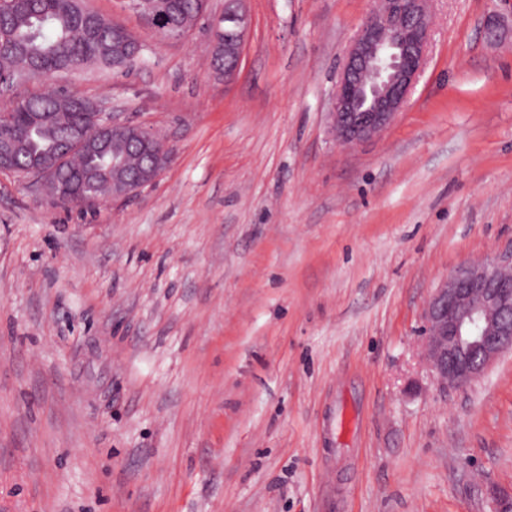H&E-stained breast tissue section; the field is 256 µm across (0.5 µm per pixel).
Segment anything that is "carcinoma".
Here are the masks:
<instances>
[{
  "label": "carcinoma",
  "mask_w": 512,
  "mask_h": 512,
  "mask_svg": "<svg viewBox=\"0 0 512 512\" xmlns=\"http://www.w3.org/2000/svg\"><path fill=\"white\" fill-rule=\"evenodd\" d=\"M202 9V0H157L154 11L157 34L191 28ZM125 27L82 5L81 0H0V78L20 69L31 79L68 74L88 64L107 68L125 63L114 35ZM4 135L14 143L22 163L44 158L59 161L57 180L47 181L51 193L72 179L75 170L94 173L91 194L110 195L111 184L149 163L142 142L135 136L118 139L107 135L95 154H61L69 131L85 123L84 113L69 103L63 88L24 97L7 108Z\"/></svg>",
  "instance_id": "cac0c4a2"
}]
</instances>
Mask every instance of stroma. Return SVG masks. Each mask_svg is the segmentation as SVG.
Returning a JSON list of instances; mask_svg holds the SVG:
<instances>
[{"label": "stroma", "instance_id": "1", "mask_svg": "<svg viewBox=\"0 0 512 512\" xmlns=\"http://www.w3.org/2000/svg\"><path fill=\"white\" fill-rule=\"evenodd\" d=\"M18 86H61L172 144L133 197L62 208L0 173V512H487L512 487V351L443 391L423 310L512 242V0H434L385 134L327 114L374 0H249L231 81L205 17Z\"/></svg>", "mask_w": 512, "mask_h": 512}]
</instances>
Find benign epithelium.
<instances>
[{
	"label": "benign epithelium",
	"mask_w": 512,
	"mask_h": 512,
	"mask_svg": "<svg viewBox=\"0 0 512 512\" xmlns=\"http://www.w3.org/2000/svg\"><path fill=\"white\" fill-rule=\"evenodd\" d=\"M247 0H224V11L211 24L212 43L224 41V65L214 73L231 80L242 55L249 15ZM433 0H380L351 40L340 64L329 113L336 141L355 147L380 137L406 106L426 64L433 32ZM90 125L74 135L86 150L106 128L131 125L120 112L87 102ZM173 149L161 143L150 169L133 187L112 193L125 199L152 183L169 163ZM422 357L445 388L479 381L494 361L512 349V243L489 260L463 266L434 289L424 313ZM488 512H512V494L493 490Z\"/></svg>",
	"instance_id": "benign-epithelium-1"
}]
</instances>
